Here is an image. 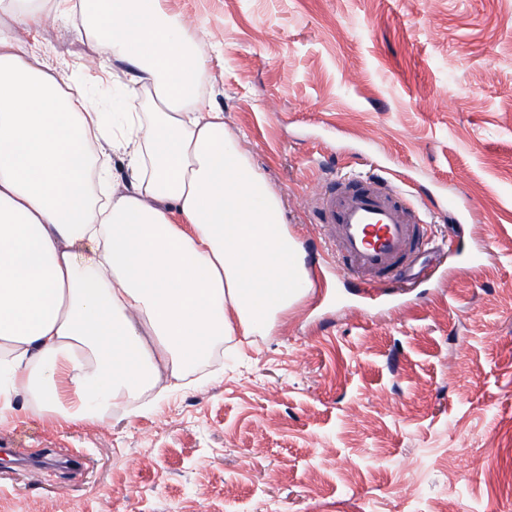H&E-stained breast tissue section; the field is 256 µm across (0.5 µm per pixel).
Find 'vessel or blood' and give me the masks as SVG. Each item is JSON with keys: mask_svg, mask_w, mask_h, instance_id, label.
<instances>
[{"mask_svg": "<svg viewBox=\"0 0 512 512\" xmlns=\"http://www.w3.org/2000/svg\"><path fill=\"white\" fill-rule=\"evenodd\" d=\"M311 210L339 269L356 276L364 299L400 280L414 282L428 249L426 216L404 189L381 176L320 184Z\"/></svg>", "mask_w": 512, "mask_h": 512, "instance_id": "1", "label": "vessel or blood"}]
</instances>
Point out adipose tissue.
I'll use <instances>...</instances> for the list:
<instances>
[{
	"instance_id": "obj_1",
	"label": "adipose tissue",
	"mask_w": 512,
	"mask_h": 512,
	"mask_svg": "<svg viewBox=\"0 0 512 512\" xmlns=\"http://www.w3.org/2000/svg\"><path fill=\"white\" fill-rule=\"evenodd\" d=\"M53 3L0 0V419L70 426L180 385L216 337L273 326L310 271L160 0L73 6L79 36L125 65L110 114L36 66L23 34Z\"/></svg>"
}]
</instances>
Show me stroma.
<instances>
[{
    "instance_id": "obj_1",
    "label": "stroma",
    "mask_w": 512,
    "mask_h": 512,
    "mask_svg": "<svg viewBox=\"0 0 512 512\" xmlns=\"http://www.w3.org/2000/svg\"><path fill=\"white\" fill-rule=\"evenodd\" d=\"M282 201L315 294L138 412L0 421V512H512V0H161ZM78 16L32 31L107 109ZM404 181L438 247L380 301L327 254V180ZM464 215L448 216L449 198ZM83 452L63 468L59 456Z\"/></svg>"
}]
</instances>
